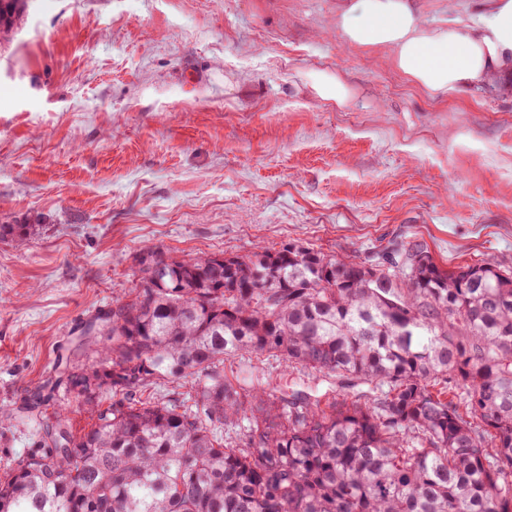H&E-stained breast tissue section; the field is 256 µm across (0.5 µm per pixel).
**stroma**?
<instances>
[{
  "label": "stroma",
  "mask_w": 512,
  "mask_h": 512,
  "mask_svg": "<svg viewBox=\"0 0 512 512\" xmlns=\"http://www.w3.org/2000/svg\"><path fill=\"white\" fill-rule=\"evenodd\" d=\"M341 0H30L0 40V409L63 371L131 294L144 247L245 257L294 242L376 263L512 268V87L428 97L344 44ZM485 0H416L465 23ZM353 89L343 107L312 76ZM0 426V467L35 448Z\"/></svg>",
  "instance_id": "35a3bbf8"
}]
</instances>
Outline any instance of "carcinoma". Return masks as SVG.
<instances>
[{
    "mask_svg": "<svg viewBox=\"0 0 512 512\" xmlns=\"http://www.w3.org/2000/svg\"><path fill=\"white\" fill-rule=\"evenodd\" d=\"M27 0H0V37ZM160 281L112 301L40 450L0 470V512H512V271L377 263L302 244L243 258L150 248ZM267 355L315 377L277 392ZM192 378L180 401H127ZM358 390L355 400L345 391ZM112 393V404L101 405ZM76 405L77 403L74 401L73 395L62 391L56 392L52 399L42 407L39 420L41 422H52L54 421L55 413L60 409H65L74 428L81 429L90 420L88 414L82 409L79 410Z\"/></svg>",
    "mask_w": 512,
    "mask_h": 512,
    "instance_id": "1",
    "label": "carcinoma"
}]
</instances>
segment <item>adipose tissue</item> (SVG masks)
<instances>
[{"label":"adipose tissue","mask_w":512,"mask_h":512,"mask_svg":"<svg viewBox=\"0 0 512 512\" xmlns=\"http://www.w3.org/2000/svg\"><path fill=\"white\" fill-rule=\"evenodd\" d=\"M336 28L347 45L388 52L429 97L512 78V0H488L468 23L427 24L413 0H343Z\"/></svg>","instance_id":"adipose-tissue-1"}]
</instances>
